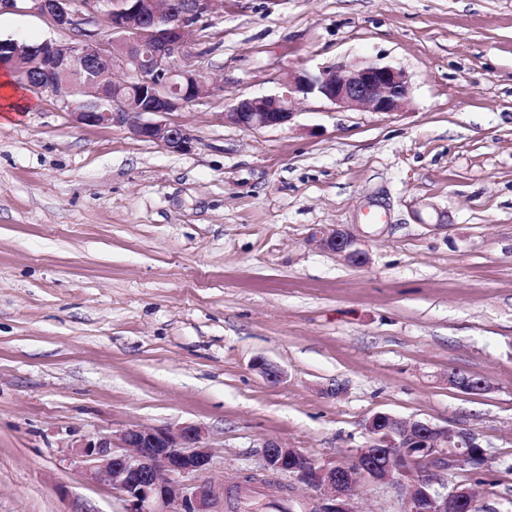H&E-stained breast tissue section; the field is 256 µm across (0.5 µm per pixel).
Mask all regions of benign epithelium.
<instances>
[{
    "label": "benign epithelium",
    "mask_w": 512,
    "mask_h": 512,
    "mask_svg": "<svg viewBox=\"0 0 512 512\" xmlns=\"http://www.w3.org/2000/svg\"><path fill=\"white\" fill-rule=\"evenodd\" d=\"M33 9L72 30L81 28L106 6L105 22L115 49L109 55L88 39L45 41L29 50L17 39L0 40V59L15 61L27 53L21 72L30 87L48 90L69 108L76 122L127 128L143 140L172 152L191 148L192 135L171 115L201 99L210 89L208 77L181 64L194 41V20L213 13L219 0H80L85 13L71 10L72 0H32ZM126 71L130 81L114 73ZM136 93H123L124 87ZM317 94L341 108L366 107L390 113L404 109L412 97L406 73L376 62L342 64L317 76L297 77L276 95L239 100L224 119L246 129L277 127L294 116V94ZM367 235L360 225L313 229L309 242L362 266L368 256ZM448 383L467 393L486 383L452 374ZM370 457L354 450L347 463L324 464L299 448L275 439L260 443V470L282 475L317 493L314 512H357L354 492L358 478L407 490H421L420 499L404 497L402 512H459L470 502L471 489H453L436 472L460 466L480 467L485 452L476 435L414 418L378 412L366 423ZM73 455L96 483L117 491L124 512H213L214 488L197 483L212 463L207 431L196 424L172 427H133L119 436H84L71 444Z\"/></svg>",
    "instance_id": "benign-epithelium-1"
}]
</instances>
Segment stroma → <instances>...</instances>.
I'll list each match as a JSON object with an SVG mask.
<instances>
[{"mask_svg":"<svg viewBox=\"0 0 512 512\" xmlns=\"http://www.w3.org/2000/svg\"><path fill=\"white\" fill-rule=\"evenodd\" d=\"M75 37L29 0L0 12L1 39ZM365 61L407 73L408 106L300 93L287 125L224 120ZM183 63L212 91L173 115L182 153L76 123L18 76L25 112L0 99V512H123L69 444L184 423L207 430L214 512L246 491L270 512L275 477L246 481L261 440L340 462L377 412L473 432L480 475L441 479L512 512V0H223ZM371 207L367 264L309 243ZM402 498L356 487L358 512Z\"/></svg>","mask_w":512,"mask_h":512,"instance_id":"1","label":"stroma"}]
</instances>
